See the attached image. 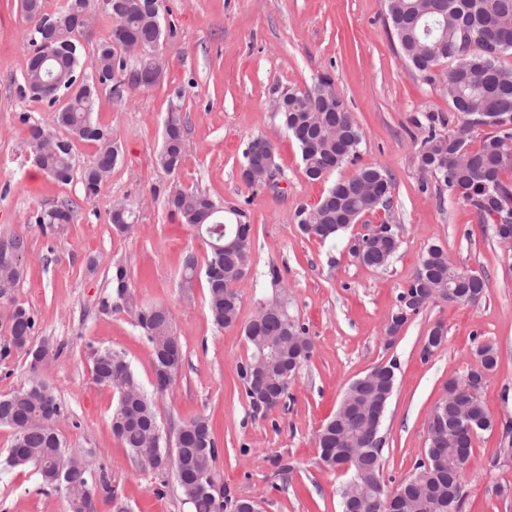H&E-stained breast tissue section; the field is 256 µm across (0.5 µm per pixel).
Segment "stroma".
Listing matches in <instances>:
<instances>
[{"label":"stroma","mask_w":512,"mask_h":512,"mask_svg":"<svg viewBox=\"0 0 512 512\" xmlns=\"http://www.w3.org/2000/svg\"><path fill=\"white\" fill-rule=\"evenodd\" d=\"M162 22L174 35L161 49V83L121 100L110 89L100 91L96 117L111 127L122 158L88 202L80 180L59 183L29 154L30 125H50L52 115L21 93L29 24L18 0H0V234L23 228L30 239L15 297L35 316L34 343L60 350L41 374L69 411V419L56 424L68 448L102 457L127 512H190L174 471L160 475L133 462L113 436L117 394L97 385L91 372L94 351L109 348L152 389V349L132 308L164 304L174 314L183 361L168 391L154 399L163 438L173 439L194 417H209L225 495L256 499L262 512H340L336 490L344 477L322 465L316 434L349 384L377 365L397 364L381 432L382 474L393 486L424 457L427 421L448 379L466 373L477 344L490 343L498 365L481 398L496 425L473 439L463 512H512V495L497 492L501 485L512 488V464H490L500 449L512 448V432L503 428L512 422V247L418 164L430 130H449L444 81L411 68L389 32L384 0H163ZM324 74L334 79L362 133L357 162L336 176L378 165L393 184L388 208L364 215L328 242L303 235L293 217L299 204H316L333 178L305 176L300 149L272 108L282 91H308ZM174 108L188 134L182 163L170 175L156 158ZM260 135L273 145L274 190L251 188L241 176L242 153ZM176 187L246 208L253 264L239 287L233 326L213 323L203 277L189 287L182 283L184 257L205 259L207 246L193 227L171 216L166 192ZM63 199L77 211L59 233L27 223L30 213ZM119 201L136 213L126 233L110 221ZM383 223L394 225L400 244L390 265L375 270L350 249L370 226ZM433 243L453 263L483 275L488 288L474 304L430 303L386 344L399 295ZM118 264L128 272L127 299L110 281ZM273 268L279 281L269 275ZM282 294L312 352L283 402L259 410L240 374L249 354L244 328L262 303ZM438 324L446 341L422 359L424 338ZM0 512H68L66 493L44 486L31 469L2 472Z\"/></svg>","instance_id":"1"}]
</instances>
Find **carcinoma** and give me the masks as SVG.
<instances>
[{
	"label": "carcinoma",
	"instance_id": "cac0c4a2",
	"mask_svg": "<svg viewBox=\"0 0 512 512\" xmlns=\"http://www.w3.org/2000/svg\"><path fill=\"white\" fill-rule=\"evenodd\" d=\"M149 0H118L119 8L112 10L115 24L109 37L96 46L92 68L85 67L86 45L83 33L75 21L96 8L93 0H66L56 13L45 14L42 0H22V11L31 23L28 57L21 92L35 94V99L54 108L53 126L66 131L64 136H53L41 125L30 127L28 148L36 164L56 181L67 184L74 175H80L84 199L95 200L104 179L112 173L120 160L118 144L112 130L95 118L99 88L110 87L119 99L125 92L139 89L116 80L114 69L133 74L151 67V57L137 51V46H160L173 31L163 26L153 27L148 22ZM391 23V34L403 57L412 68L427 76L443 66L447 67L446 86L448 103L458 114L456 131L443 135L430 129L418 152L421 168L448 187V191L469 204L481 223L496 226L501 223L512 203V128H482L490 115L512 116V66L503 63L512 55V0H385ZM429 21L437 35L421 37L424 21ZM46 38L53 39L55 57L40 65L39 45ZM50 80L54 86L46 88L42 82ZM288 108L280 111L283 125L297 142L305 175L320 180L344 163L357 157L361 133L345 102L320 93V83L307 92L286 91ZM186 125L181 115L169 112L164 123L163 145L158 164L174 172L181 164ZM94 143L97 152L91 165L75 172L73 140ZM273 152L270 142L257 136L249 141L243 152L244 160H256ZM448 155V168L431 169L426 158ZM391 181L387 172L377 166L360 167L356 173L334 182L312 206L300 205L295 212L299 230L322 241L332 240L349 226V218H361L391 202V193L374 196L368 187L370 180ZM214 199L198 190L179 189L168 194L167 204L180 223L197 229L208 247L205 258V285L207 303L213 322L227 327L237 321L240 297V278L237 268L252 264V225L245 212L220 209L211 212ZM75 207L70 200H62L49 209L33 214L28 223L41 227L61 228L74 220ZM111 221L120 232L132 229L134 210L124 203L112 207ZM389 237L379 239L366 234L361 238L362 255L358 261L374 269L389 265L399 246L395 230ZM27 231L19 229L0 236V300L8 297L11 308L8 324L0 338V361L6 362L14 353L31 356L32 371L50 355L48 343L29 349L35 332L34 315L15 300V290L23 272L11 262L13 254H27ZM458 282L457 302L481 297L487 288L485 278L448 260L443 246L435 243L422 256L419 269L409 282L410 288H423L429 282L448 284V275ZM112 285L118 296H125L128 288L124 266L112 269ZM138 327L151 345L153 372L175 375L182 364L183 349L180 336L174 330L171 310L164 305L135 309ZM302 344L308 343L305 329L289 323L284 314L267 315L259 323L253 321L245 329L250 355L241 366V377L246 396L253 405L270 409L279 397H268L263 384L249 379L251 364L266 348L269 356L265 370L268 377L285 382L283 371L293 377L294 368H285L288 358V331ZM475 355L486 372L497 366V352L491 344H480ZM396 363L378 367V377L353 393L360 404L374 401L383 391L394 389ZM93 379L100 386L116 387L118 401L112 411V433L128 448L131 457L147 464L142 450L147 445L160 449L165 456L186 454L205 477L214 476V464L219 448L216 446L211 422L197 416L182 425L180 439L168 445L161 434L152 395L135 375L124 356L109 348L96 351L93 360ZM467 414L483 422V429L494 427L495 420L486 410L481 397L468 395L446 408L441 417L440 431H457L460 418ZM67 416L66 407L58 400L51 384L35 375L19 390L0 396V426L13 431L11 447L0 460L3 470L33 468L46 486H58V474L68 473L72 487L67 492L69 512H96L95 497L112 502V481L106 466L83 455L70 452L57 433L55 423ZM373 442L372 433L356 417L336 412L317 435L318 447L336 446V437ZM381 464L360 458L351 470L353 481L339 489L342 512H390L385 496ZM464 472L457 465L454 449L426 455L419 460L413 474L403 481V489L411 500L410 512H448V504H456L453 512H461L463 504ZM185 503L193 512H224L226 496L209 494L186 480L179 485Z\"/></svg>",
	"mask_w": 512,
	"mask_h": 512
}]
</instances>
